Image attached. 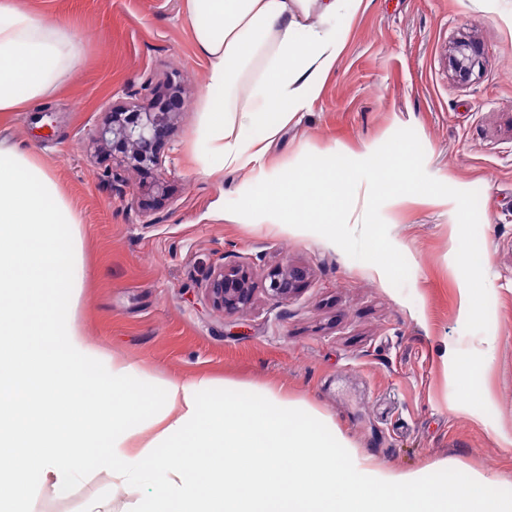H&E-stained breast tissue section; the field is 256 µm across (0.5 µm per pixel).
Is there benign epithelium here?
I'll list each match as a JSON object with an SVG mask.
<instances>
[{"label": "benign epithelium", "instance_id": "7a95c632", "mask_svg": "<svg viewBox=\"0 0 512 512\" xmlns=\"http://www.w3.org/2000/svg\"><path fill=\"white\" fill-rule=\"evenodd\" d=\"M479 48L471 41H458L450 55L455 75L466 81L478 65ZM178 84L168 80L167 98L156 112H141L132 105L118 102L110 108L109 119L96 132V139L112 151V155L131 166L151 173L162 162L175 116L183 101ZM307 279V271L298 266L274 267L266 276V292L275 299H286ZM205 289L212 302L227 312L247 306L253 299L255 286L248 272L239 267L222 266L214 272Z\"/></svg>", "mask_w": 512, "mask_h": 512}]
</instances>
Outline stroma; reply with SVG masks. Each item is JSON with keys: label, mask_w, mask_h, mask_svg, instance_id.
Returning a JSON list of instances; mask_svg holds the SVG:
<instances>
[{"label": "stroma", "mask_w": 512, "mask_h": 512, "mask_svg": "<svg viewBox=\"0 0 512 512\" xmlns=\"http://www.w3.org/2000/svg\"><path fill=\"white\" fill-rule=\"evenodd\" d=\"M81 35L78 68L0 140L35 153L80 219L83 288L77 318L108 357L136 365L133 385L205 377L208 404L273 389L331 418L359 457L427 484L489 475L486 497L512 501V0H362L337 16L344 44L318 100L274 139L285 171L327 151L354 168L410 147L426 193L374 195V238L344 226L325 240L227 220L250 169L200 173L198 108L206 65L184 0H22ZM482 49L470 81L449 63L457 41ZM177 77L183 108L147 175L95 139L115 100L143 109ZM225 217H218L216 205ZM152 221L144 223L142 212ZM396 270L369 275L374 240ZM247 270L251 303L228 313L205 290L222 265ZM307 269L286 300L263 289L269 269ZM472 280L464 303L460 279ZM482 365L486 397L464 371ZM108 480L66 498L40 486L32 512H80Z\"/></svg>", "instance_id": "obj_1"}]
</instances>
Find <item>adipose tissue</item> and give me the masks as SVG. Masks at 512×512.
Returning <instances> with one entry per match:
<instances>
[{"label": "adipose tissue", "mask_w": 512, "mask_h": 512, "mask_svg": "<svg viewBox=\"0 0 512 512\" xmlns=\"http://www.w3.org/2000/svg\"><path fill=\"white\" fill-rule=\"evenodd\" d=\"M356 0H185L197 54L207 64L198 132L201 170L257 168L258 190L244 189L233 220L274 224L309 234L314 227L366 224L358 188L334 153L303 162L298 176L268 168L281 127L319 98L341 55L333 21ZM321 24H311L312 15ZM80 62L76 36L19 0H0V114L43 100ZM382 189L419 193L411 154L373 157ZM79 218L49 168L34 153L0 146V512H32V477L66 493L91 472L112 478L113 493L144 487L134 512H501L475 490L445 493L416 471L359 462L349 442L313 408L267 390L206 409L204 378L163 380L158 395L130 385L136 368L108 358L77 321L81 292ZM95 390V403L83 399ZM155 412L147 436L129 421L146 405ZM233 429H225L226 420ZM254 448L266 466L228 456ZM310 448L337 449V461L312 467ZM178 456L170 467L166 453ZM294 468H283V458ZM163 488L147 491L154 469ZM410 496H401V489Z\"/></svg>", "instance_id": "ef3b65f1"}]
</instances>
